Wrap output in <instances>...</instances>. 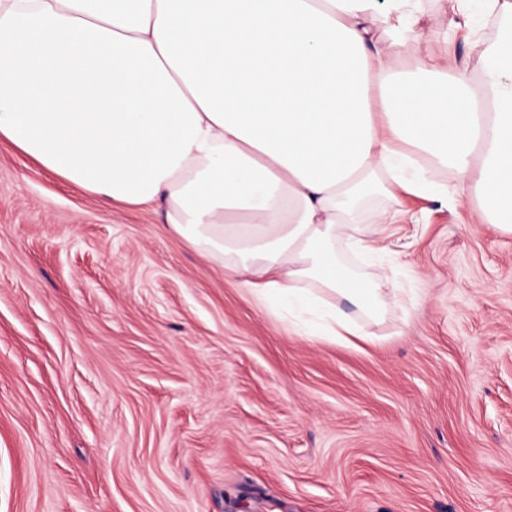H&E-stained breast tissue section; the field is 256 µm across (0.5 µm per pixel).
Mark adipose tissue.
<instances>
[{"label":"adipose tissue","mask_w":512,"mask_h":512,"mask_svg":"<svg viewBox=\"0 0 512 512\" xmlns=\"http://www.w3.org/2000/svg\"><path fill=\"white\" fill-rule=\"evenodd\" d=\"M424 0H0V139L245 278L306 336L392 304L339 249L381 255L364 198L476 195L512 232V35L399 70ZM383 38H374V30ZM453 172L446 187L439 169ZM448 52L453 54L460 65H465L470 71L479 73L478 59L470 53L469 42L465 40L464 31L456 33L451 40L448 38Z\"/></svg>","instance_id":"obj_1"}]
</instances>
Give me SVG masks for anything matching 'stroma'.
Returning <instances> with one entry per match:
<instances>
[{
	"label": "stroma",
	"instance_id": "1",
	"mask_svg": "<svg viewBox=\"0 0 512 512\" xmlns=\"http://www.w3.org/2000/svg\"><path fill=\"white\" fill-rule=\"evenodd\" d=\"M427 8L393 65L479 72ZM476 205L363 202L400 302L356 349L1 141L0 512H512V234Z\"/></svg>",
	"mask_w": 512,
	"mask_h": 512
}]
</instances>
